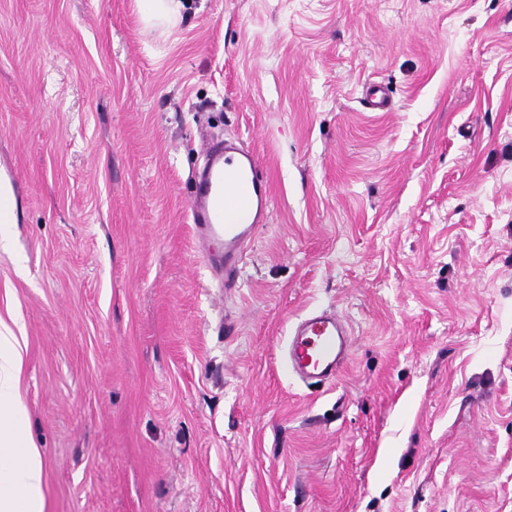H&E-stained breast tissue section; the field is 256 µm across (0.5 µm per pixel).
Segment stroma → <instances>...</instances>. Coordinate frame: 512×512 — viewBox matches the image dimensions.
I'll list each match as a JSON object with an SVG mask.
<instances>
[{
    "label": "stroma",
    "mask_w": 512,
    "mask_h": 512,
    "mask_svg": "<svg viewBox=\"0 0 512 512\" xmlns=\"http://www.w3.org/2000/svg\"><path fill=\"white\" fill-rule=\"evenodd\" d=\"M143 8L0 0L45 512H512V0ZM208 137L273 194L229 294L188 218ZM327 307L353 351L308 388L279 352ZM176 1L180 0H145L146 19L161 23L179 19L180 9L184 6L181 3H175ZM363 104L373 112H388L391 105L388 87L381 82L368 86Z\"/></svg>",
    "instance_id": "obj_1"
}]
</instances>
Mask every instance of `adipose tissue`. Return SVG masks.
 <instances>
[{"label":"adipose tissue","mask_w":512,"mask_h":512,"mask_svg":"<svg viewBox=\"0 0 512 512\" xmlns=\"http://www.w3.org/2000/svg\"><path fill=\"white\" fill-rule=\"evenodd\" d=\"M21 361L17 337L0 328V512H44V462L34 445L15 455L13 441L23 438L27 423L16 397V374Z\"/></svg>","instance_id":"1"}]
</instances>
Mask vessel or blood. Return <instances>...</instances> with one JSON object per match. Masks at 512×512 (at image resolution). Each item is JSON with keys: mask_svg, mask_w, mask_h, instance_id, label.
<instances>
[{"mask_svg": "<svg viewBox=\"0 0 512 512\" xmlns=\"http://www.w3.org/2000/svg\"><path fill=\"white\" fill-rule=\"evenodd\" d=\"M363 104L373 112L389 111L387 86L367 87ZM189 205V218L205 259L224 274L225 290L238 287L241 260L248 244L268 221L272 195L257 155L232 142L207 150ZM352 340L332 309L316 310L294 323L284 347L289 374L306 384L335 382L350 358Z\"/></svg>", "mask_w": 512, "mask_h": 512, "instance_id": "vessel-or-blood-1", "label": "vessel or blood"}]
</instances>
